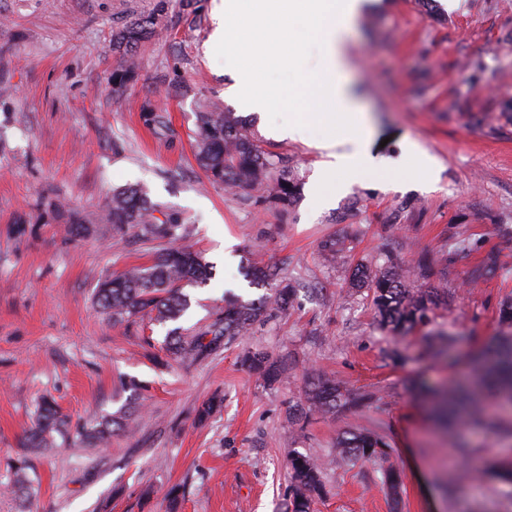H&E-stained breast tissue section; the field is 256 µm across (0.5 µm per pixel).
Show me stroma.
I'll return each mask as SVG.
<instances>
[{"mask_svg": "<svg viewBox=\"0 0 512 512\" xmlns=\"http://www.w3.org/2000/svg\"><path fill=\"white\" fill-rule=\"evenodd\" d=\"M157 2L0 0V90H9L0 93V512H167L173 490L179 512H287L294 450L326 464L317 512H512V484L467 480L453 466L459 443L481 461L512 463V410L493 407L490 428L449 431L429 397L469 383L474 356L512 328L500 314L512 302V0H364L345 54L370 116V153L396 159L404 140L415 141L436 162L435 182L368 173L319 206L309 184L323 130L311 124L301 139L266 141L299 180L284 210L208 183L194 159L202 98L263 131L229 95L235 73L209 48L212 0H165L164 30L138 50L136 80L114 93L123 59L112 32ZM299 57L300 68L270 73L282 90L278 111H300L310 98L302 79L322 66L320 41H302ZM147 104L169 112L168 136L144 125ZM138 183L186 218L188 242L213 268L205 284L187 287L180 326L207 324L224 291L264 295L244 276L252 265L288 279L292 306L268 309L247 335L194 364L162 361L167 326H112L93 305L98 280L150 264L160 248L100 219L114 188ZM56 204L88 226L84 238H71ZM327 239L337 242L332 262L319 252ZM423 253L436 268L420 285L446 300L410 334H392L344 270L409 266ZM489 256L493 274L470 284L469 271ZM448 333L451 349L426 351L423 336ZM255 350L287 360V377L269 386L242 366ZM313 368L370 403L298 419ZM216 395L221 408L197 423V408ZM46 396L67 436L30 452L23 438ZM126 404L132 434L103 448L70 445ZM346 431L379 435L386 457L342 460ZM23 456L35 488L26 503L6 491L8 464ZM390 467L402 477L395 495L384 482Z\"/></svg>", "mask_w": 512, "mask_h": 512, "instance_id": "obj_1", "label": "stroma"}]
</instances>
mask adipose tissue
<instances>
[{"mask_svg": "<svg viewBox=\"0 0 512 512\" xmlns=\"http://www.w3.org/2000/svg\"><path fill=\"white\" fill-rule=\"evenodd\" d=\"M362 0H217L213 12L216 28L211 36L213 48L235 46L246 64L238 72L231 91L247 107L265 113L276 106L281 92L264 80L268 61L298 67L297 58L288 54V34L296 29L315 35L324 46V63L314 80L320 87L313 119L333 129H349L348 138L327 136L315 141L322 156L311 196L327 201L328 185L337 176L362 171L397 173L404 161H411L414 174L424 182L434 179V160L417 143L402 146L403 158L374 159L366 149L371 133L368 116L362 112L346 76L341 43L357 18Z\"/></svg>", "mask_w": 512, "mask_h": 512, "instance_id": "ef3b65f1", "label": "adipose tissue"}]
</instances>
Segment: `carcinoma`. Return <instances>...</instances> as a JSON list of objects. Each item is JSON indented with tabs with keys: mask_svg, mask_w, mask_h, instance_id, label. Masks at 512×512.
Instances as JSON below:
<instances>
[{
	"mask_svg": "<svg viewBox=\"0 0 512 512\" xmlns=\"http://www.w3.org/2000/svg\"><path fill=\"white\" fill-rule=\"evenodd\" d=\"M165 10L151 13L118 27L112 34L114 49L122 52L125 65L116 85L122 88L136 74V49L163 29ZM146 124L158 136L170 129L168 113L148 107L144 110ZM192 148L199 167L213 184L253 192V198L271 206L285 209L297 194L298 183L288 159L266 151L259 140L232 112L209 98L198 102L195 129L191 135ZM163 218H158L157 214ZM103 220L112 225V232L122 235L130 228L138 229L147 240H164L167 246L153 256L152 262L134 266L102 279L95 288V301L115 325L134 323L149 317L160 324L176 322L187 306L185 286L203 284L212 275V267L187 238L184 220L176 213L160 209L152 203L142 186H126L112 190ZM432 270V260L423 255L417 265L406 269L391 264L374 269L357 264L349 270L350 283L372 292L380 323L396 334H407L425 323L430 307L441 302L439 296L417 287L416 275L426 276ZM293 289L283 285L270 295L257 300H232L215 307L212 321L195 334L174 327L165 336L167 356L174 360L197 361L211 355L229 341L245 335L260 321L267 308L285 309L291 303ZM502 350L491 366L476 372L478 381L496 388L500 398L512 401V336L500 337ZM242 363L262 375L268 384H275L287 373L285 366L270 360L261 352H248ZM367 396L343 388L336 379L312 372L309 389L301 404L302 414H334L361 405ZM130 412L121 409L104 417L95 425L82 430L74 440L80 447H97L109 442L112 436L131 433ZM440 419L453 428L467 423L474 428L486 425V417L475 393L461 395L450 388L442 396ZM62 433L54 406L45 401L39 408L37 423L24 437L27 448H47L54 443V434ZM338 454L349 461H373L386 455L385 442L373 433H350L338 443ZM463 470L483 474L479 460L469 448H458ZM291 473L289 512H314L313 505L326 492L324 465L310 455L292 451L288 457ZM13 493L27 500L32 489L27 460L12 465Z\"/></svg>",
	"mask_w": 512,
	"mask_h": 512,
	"instance_id": "1",
	"label": "carcinoma"
}]
</instances>
